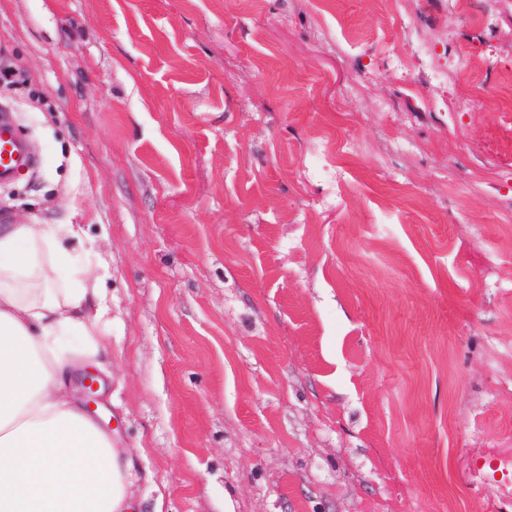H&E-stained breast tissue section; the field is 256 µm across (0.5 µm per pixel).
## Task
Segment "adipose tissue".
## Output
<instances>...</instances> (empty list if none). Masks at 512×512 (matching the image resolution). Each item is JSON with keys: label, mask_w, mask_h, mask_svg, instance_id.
<instances>
[{"label": "adipose tissue", "mask_w": 512, "mask_h": 512, "mask_svg": "<svg viewBox=\"0 0 512 512\" xmlns=\"http://www.w3.org/2000/svg\"><path fill=\"white\" fill-rule=\"evenodd\" d=\"M78 224L0 225V512H134L133 462L70 390L106 370L102 277L71 250Z\"/></svg>", "instance_id": "obj_1"}]
</instances>
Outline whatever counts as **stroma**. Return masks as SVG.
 <instances>
[{"mask_svg":"<svg viewBox=\"0 0 512 512\" xmlns=\"http://www.w3.org/2000/svg\"><path fill=\"white\" fill-rule=\"evenodd\" d=\"M402 8L0 0L43 158L0 217L103 266L142 512H504L512 0ZM461 51L486 81L434 79Z\"/></svg>","mask_w":512,"mask_h":512,"instance_id":"35a3bbf8","label":"stroma"}]
</instances>
